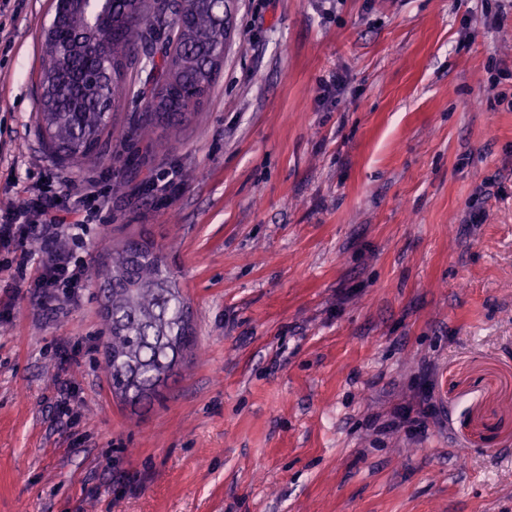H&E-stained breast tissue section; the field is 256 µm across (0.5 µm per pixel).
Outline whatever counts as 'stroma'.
<instances>
[{
    "mask_svg": "<svg viewBox=\"0 0 512 512\" xmlns=\"http://www.w3.org/2000/svg\"><path fill=\"white\" fill-rule=\"evenodd\" d=\"M502 3L236 0L179 134L107 135L76 165L36 115L50 0H0V211L39 182L68 206L102 192L78 256L153 240L196 336L164 399L132 409L103 369L99 282L46 298L37 242L0 246L30 256L21 289L0 270V512H512ZM144 78L129 69L113 128Z\"/></svg>",
    "mask_w": 512,
    "mask_h": 512,
    "instance_id": "1",
    "label": "stroma"
}]
</instances>
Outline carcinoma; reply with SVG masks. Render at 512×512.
Returning <instances> with one entry per match:
<instances>
[{
	"label": "carcinoma",
	"mask_w": 512,
	"mask_h": 512,
	"mask_svg": "<svg viewBox=\"0 0 512 512\" xmlns=\"http://www.w3.org/2000/svg\"><path fill=\"white\" fill-rule=\"evenodd\" d=\"M225 0H65L52 2L39 75L40 129L63 164L98 153L126 72L149 54L163 31V62L146 72L152 86L125 141L161 127L181 129L187 112L209 95L221 67L213 65L232 30L221 28ZM106 325L105 365L112 395L136 405L158 399L194 345L189 307L162 248L129 238L94 268Z\"/></svg>",
	"instance_id": "cac0c4a2"
}]
</instances>
